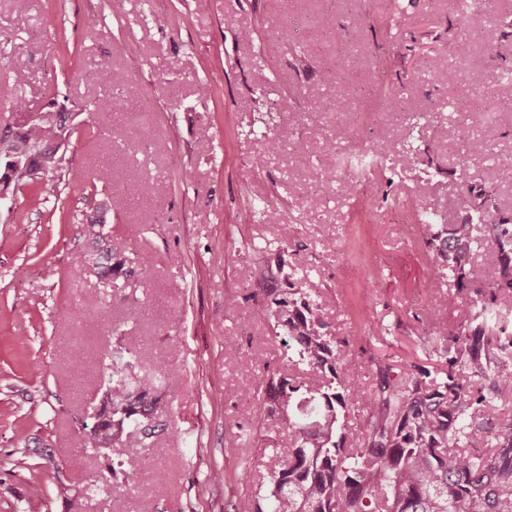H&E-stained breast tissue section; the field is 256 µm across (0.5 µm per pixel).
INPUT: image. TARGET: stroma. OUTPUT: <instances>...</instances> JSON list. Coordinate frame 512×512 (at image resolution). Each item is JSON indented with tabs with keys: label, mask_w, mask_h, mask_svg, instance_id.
Segmentation results:
<instances>
[{
	"label": "stroma",
	"mask_w": 512,
	"mask_h": 512,
	"mask_svg": "<svg viewBox=\"0 0 512 512\" xmlns=\"http://www.w3.org/2000/svg\"><path fill=\"white\" fill-rule=\"evenodd\" d=\"M510 21L503 0L460 46L448 0H27L21 11L0 0V131L49 111L65 113L70 133L55 193L23 186L0 206V512H70L76 497L82 512H236L267 485L286 429L268 411L265 380L320 379L264 316L295 279L362 393L339 413L345 427L366 426L381 370L442 378L470 298L450 282L427 287L432 253L415 213L460 223L463 170L512 209V185L493 161L464 156L457 138L466 127L512 155V115L489 121L462 104L473 86L512 98L500 78L512 69V41L500 37ZM378 57L406 121L381 116L363 142L338 143L385 158L348 198L326 179L329 142L347 113L365 109L348 89ZM441 59L460 84L447 86ZM18 94L28 110L14 109ZM141 99L148 109H131ZM101 100L111 111H96ZM102 166L110 184L95 177ZM308 180L324 181V194L302 199ZM95 213L100 249L133 261L150 248V281L76 277L91 258L82 220ZM116 348L131 350L138 376L165 372L153 436L110 456L64 436L91 423L99 361ZM146 465V482L114 477Z\"/></svg>",
	"instance_id": "stroma-1"
}]
</instances>
